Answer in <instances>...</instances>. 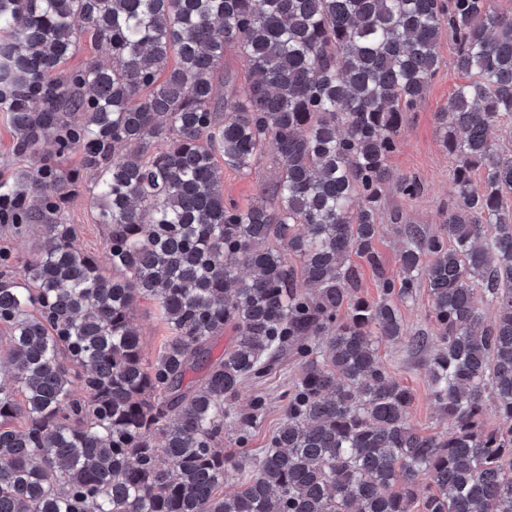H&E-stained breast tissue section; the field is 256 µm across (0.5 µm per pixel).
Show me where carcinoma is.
Segmentation results:
<instances>
[{"label":"carcinoma","mask_w":512,"mask_h":512,"mask_svg":"<svg viewBox=\"0 0 512 512\" xmlns=\"http://www.w3.org/2000/svg\"><path fill=\"white\" fill-rule=\"evenodd\" d=\"M447 32L467 76L436 115L455 202L432 232L405 225L390 275L376 204ZM0 33L16 152H79L106 228L100 260L64 218L62 169L33 172L36 195L0 192L4 221L47 235L0 272V512H411L420 480L423 512H512V154L489 137L512 120V16L489 0H0ZM85 33L111 64L61 72ZM231 46L239 87L219 80ZM268 146L278 181L245 207L224 199V169L251 174ZM353 255L378 299L357 295ZM421 286L436 343H409L433 348L440 434L411 424L412 392L374 346L407 335L395 301ZM141 300L168 331L152 360ZM289 350L283 422L226 493L224 428L264 406L227 403Z\"/></svg>","instance_id":"1"}]
</instances>
